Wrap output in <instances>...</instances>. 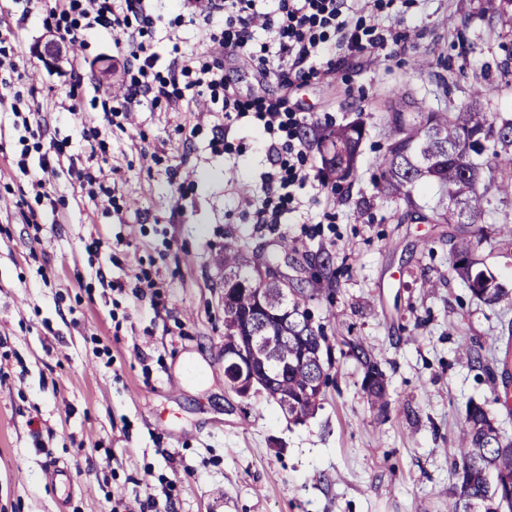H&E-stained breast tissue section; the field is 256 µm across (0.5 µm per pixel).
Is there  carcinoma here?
<instances>
[{
    "label": "carcinoma",
    "instance_id": "obj_1",
    "mask_svg": "<svg viewBox=\"0 0 512 512\" xmlns=\"http://www.w3.org/2000/svg\"><path fill=\"white\" fill-rule=\"evenodd\" d=\"M475 91L471 100L455 112H411L416 102L393 92L385 115L388 144L380 157L384 193L419 208L415 192L435 190L429 207L434 224H461L467 230L449 237L451 267L480 302L493 306L512 302V291L492 283V276L475 268L473 255L484 240L482 223L490 196H512V175L484 176L490 161L512 166V113L485 112ZM365 134L361 123L327 128L321 135V160L336 183L354 173ZM247 245L227 243L219 261L224 279L245 283L233 304L224 309V339L236 340L257 363L265 364L269 378L260 380L257 391L302 417L314 414L329 378L324 366L331 362V346L311 314L300 304V288H282L276 282L251 281L258 266L272 267L276 253L248 256ZM288 311L287 321L267 325L247 318L258 299ZM272 337L270 349L251 344L257 332ZM364 369L363 388L373 402L387 406L386 379L370 346H353ZM512 439L506 438L480 404L467 407L459 433L448 455L458 462L456 483L448 498V512H512Z\"/></svg>",
    "mask_w": 512,
    "mask_h": 512
}]
</instances>
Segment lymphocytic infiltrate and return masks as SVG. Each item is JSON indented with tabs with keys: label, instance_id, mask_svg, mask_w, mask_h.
Listing matches in <instances>:
<instances>
[{
	"label": "lymphocytic infiltrate",
	"instance_id": "f902f5d3",
	"mask_svg": "<svg viewBox=\"0 0 512 512\" xmlns=\"http://www.w3.org/2000/svg\"><path fill=\"white\" fill-rule=\"evenodd\" d=\"M190 13L177 15L171 27L188 23L197 27L199 36L193 49L178 54L165 67L158 68V56L152 49L153 33L162 19L158 0H42L40 11H33L31 0H9L0 8V90L10 95L13 127L18 130L12 164L28 179L31 191L39 199H50L49 176L68 158V140L48 138L40 111L102 113L105 123L129 117L142 101H151L165 112H189L196 92L205 89L211 99L220 102L225 114L244 117L255 114L267 134L299 127L285 99L244 103L224 83V59L234 57L264 63L253 46L256 28L271 30L275 55L281 63L272 76L282 88L296 81L328 76L322 64L324 30L335 25L345 0H278L275 13L259 11L258 0H192ZM38 26L64 44L80 43L90 47L103 32L115 35L116 49L124 74L126 94L121 103L111 97L87 96L82 64L69 60L70 77L56 97L45 107L31 104L19 77L25 71L22 42L30 26ZM76 133L89 148V163L76 172L80 193L100 199L104 214L112 212V189L107 185L102 163L111 156L103 125L82 121ZM269 151L287 155V163L265 180L266 199L256 209L258 223H277L279 215L292 200L295 184L311 177L307 169L304 144L288 140L271 142ZM40 157L39 170H30L31 154Z\"/></svg>",
	"mask_w": 512,
	"mask_h": 512
}]
</instances>
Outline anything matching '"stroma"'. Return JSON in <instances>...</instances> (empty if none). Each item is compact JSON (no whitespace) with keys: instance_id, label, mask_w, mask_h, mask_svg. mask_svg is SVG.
Masks as SVG:
<instances>
[{"instance_id":"35a3bbf8","label":"stroma","mask_w":512,"mask_h":512,"mask_svg":"<svg viewBox=\"0 0 512 512\" xmlns=\"http://www.w3.org/2000/svg\"><path fill=\"white\" fill-rule=\"evenodd\" d=\"M499 0H371L355 13L362 47L332 52L327 78L294 87L290 107L316 126L363 122L356 170L342 184L300 190L280 223H255L271 171L263 128L242 119L211 148L222 115L143 104L109 133L112 216L52 177L36 204L11 163V114L0 115V512H448V449L469 403L512 438L500 401L512 366V306H487L455 276V224H428L378 189L393 91L445 110L481 89L487 112L512 113V27ZM183 9L164 0L154 37L159 66L190 49L194 27L168 39ZM39 29L23 45L35 102L68 79L45 65ZM93 88L122 81L103 34L85 64ZM39 224H29V208ZM476 257L512 289V239L485 224ZM291 285L327 284L307 301L333 346L329 382L305 423L274 401L242 398L224 375L226 243L279 250ZM104 269L98 278L96 269ZM374 346L390 404L373 406L352 343ZM67 465L72 490L53 485Z\"/></svg>"}]
</instances>
